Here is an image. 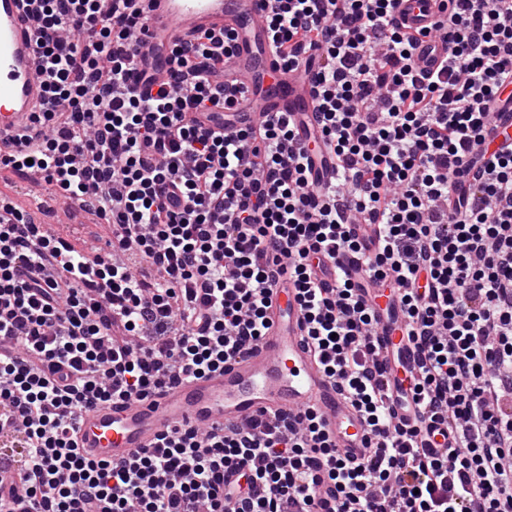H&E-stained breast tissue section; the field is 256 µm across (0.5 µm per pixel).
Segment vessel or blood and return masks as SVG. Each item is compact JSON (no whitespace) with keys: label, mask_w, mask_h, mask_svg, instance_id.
<instances>
[{"label":"vessel or blood","mask_w":512,"mask_h":512,"mask_svg":"<svg viewBox=\"0 0 512 512\" xmlns=\"http://www.w3.org/2000/svg\"><path fill=\"white\" fill-rule=\"evenodd\" d=\"M149 32L140 43L139 60L150 80H138V93H152L166 79L162 51L187 33L236 34L235 49L224 71L236 80L250 104L238 113L240 124L262 121L267 113H287L297 129V143L307 149L311 183L327 193L336 177V159L324 147L313 75L304 66L284 68L269 40L266 0H139ZM26 0H0V137L30 120L43 101L46 75L35 59L34 32L26 19ZM400 24L418 33L414 54L418 70L435 71L445 56L436 29L447 26L441 0H399ZM512 142V108L495 112L484 147L495 153ZM369 299L382 312L378 338L382 354L400 349L404 364L415 353L402 341L388 289L373 287ZM271 327L259 346L224 369L180 382L147 399L94 407L78 423V444L91 459L120 461L154 444L184 424L207 430L258 415H280L313 408L322 418L338 453L358 461L367 457L365 427L333 382L307 352L302 340V312L291 279L282 278L270 296Z\"/></svg>","instance_id":"b4317fda"}]
</instances>
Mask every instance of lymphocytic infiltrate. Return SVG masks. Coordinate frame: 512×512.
Returning <instances> with one entry per match:
<instances>
[{"label":"lymphocytic infiltrate","instance_id":"f902f5d3","mask_svg":"<svg viewBox=\"0 0 512 512\" xmlns=\"http://www.w3.org/2000/svg\"><path fill=\"white\" fill-rule=\"evenodd\" d=\"M137 0H38L47 100L0 166L41 176L111 227L83 254L0 197V433L26 512H512V146L486 155L512 90V0H448L429 74L396 0H272L273 49L307 63L330 203L275 112L224 131L232 34L191 33L155 93L132 90ZM378 227L367 252L357 225ZM348 252L390 288L417 358L391 393L360 284L323 287ZM290 274L305 346L362 417L371 452L341 457L320 416L185 425L121 462L83 456L79 416L222 368L266 333ZM446 446L434 443L435 435Z\"/></svg>","mask_w":512,"mask_h":512}]
</instances>
